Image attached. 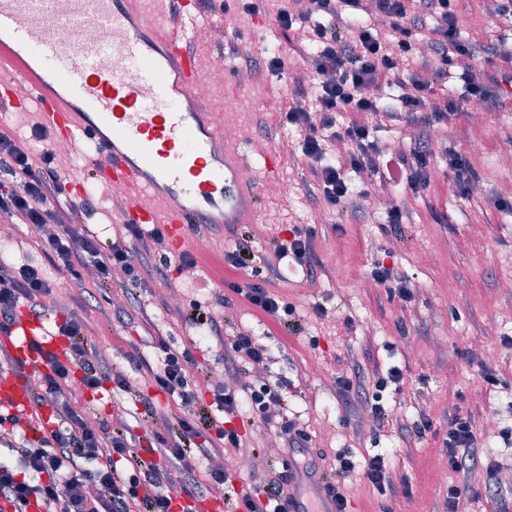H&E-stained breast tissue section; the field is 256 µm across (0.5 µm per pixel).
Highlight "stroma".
Segmentation results:
<instances>
[{"mask_svg":"<svg viewBox=\"0 0 512 512\" xmlns=\"http://www.w3.org/2000/svg\"><path fill=\"white\" fill-rule=\"evenodd\" d=\"M285 0H265L264 13L249 16L235 11V24L225 39L243 36L257 52L270 55L287 49L288 37L275 25V15ZM198 63L219 64L222 79L210 91L215 109L235 110L239 124L228 143L251 159L249 175L262 202L260 225H239V232L253 235L258 250H265L269 237L280 229L314 228L319 248L314 261L321 275L309 282L306 270L285 261L283 277L271 289L284 301L303 299L297 310L304 329L292 335L271 316L254 309L242 295L225 288V281L247 284L249 273L225 267L224 249L233 238L210 236V250L199 259L193 280L177 277L174 284L151 283L145 294V310L131 320L106 323L90 314V331L111 355L117 367L126 369L135 388L146 389L147 369L160 356L156 348L158 329L169 323L173 294L182 297V308L198 300L210 311L227 317L232 327L251 330L267 346L272 361L264 378L292 383L288 414L308 431L314 448L323 449L322 470H331L337 453L351 450L356 464L384 456L394 481H406L412 497L380 495L366 484L360 473L344 478L350 512H442L447 484L439 474L448 460L442 434L455 409L470 411L477 426L488 415L497 418V433L480 436L479 451L500 464L497 484L512 496V448L501 432L512 428V347L502 339L512 337V213L499 211L494 201L504 184H512V166L499 162L503 143L512 142V109L489 111L470 104L468 114L443 125L449 147L464 154L478 173L469 194L458 192L451 176L437 170L427 195L417 204L414 223L405 225L404 240H397L384 222L374 218H352L343 212L319 216L309 207L303 184L285 148L274 139L263 138L259 120L275 122V95L284 91L282 81L267 77L237 82L233 60H219L217 44L196 42ZM277 153L276 175L266 174L264 157ZM295 180V192L279 201L267 192L272 178ZM487 254L483 269L471 265L474 252ZM390 260L411 279L412 301L392 296L370 278L374 261ZM322 304L325 318H316L314 304ZM138 348L145 369H129L126 354ZM485 362L501 380L495 387L482 381L477 364ZM359 369L366 394H373L378 378L390 369L403 374L401 384H388L383 402L390 413L384 426L363 429L361 418L344 411L336 396L337 375ZM430 415L435 430L424 438L409 431L420 413ZM262 461L261 469L232 471L224 488L228 499H236L242 486L260 483L268 467L284 469L288 460L279 455L283 442L269 434L252 439Z\"/></svg>","mask_w":512,"mask_h":512,"instance_id":"obj_1","label":"stroma"}]
</instances>
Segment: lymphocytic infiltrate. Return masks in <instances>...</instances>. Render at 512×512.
I'll return each mask as SVG.
<instances>
[{
  "label": "lymphocytic infiltrate",
  "instance_id": "f902f5d3",
  "mask_svg": "<svg viewBox=\"0 0 512 512\" xmlns=\"http://www.w3.org/2000/svg\"><path fill=\"white\" fill-rule=\"evenodd\" d=\"M454 2L289 0L275 22L284 31H305L311 46L302 55V65L290 70L279 56L257 58L246 44L225 43V54L243 60L245 79L269 74L287 78L289 92L278 124L298 135L290 155L318 211L339 210L359 218V199L347 179L352 171L381 190L386 222L394 234H401L411 220V201L423 195L433 178L436 155L429 138L436 124L466 111L472 102L492 111L512 106V41L504 35L493 43L462 37ZM380 113L412 131L408 146L393 149L372 137L369 120ZM32 134L35 146L23 149L0 131V218L16 229H42L38 247L47 263L0 260V325L22 307L45 310L57 292L48 275L52 269L67 274L73 301L98 289L100 315L125 319L140 305V288L169 277L173 260L155 255L165 240L163 231L157 227L147 233L140 225L127 224L119 237L100 238L85 222L91 203L77 206L68 199L54 144L40 124H33ZM336 142L346 148L345 164L327 158L328 145ZM399 173L406 183L394 200L387 190ZM268 244L261 254L250 237H242L225 252L224 262L237 270L262 262L267 283L281 278L283 259L309 267L316 258L311 229H291L288 237L272 236ZM117 271L124 275L121 306L112 300ZM266 283L251 286L246 299L291 333H300L292 305L269 292ZM197 329L202 340L220 349L225 372H238L245 362L260 366L268 359L267 348L250 332L226 338L223 321L213 316H204ZM57 331L70 341L69 356L49 357L48 369L38 374L34 388L36 405L55 411V427L31 440L19 417L0 416V444L18 449L16 457L0 459V501L13 512H27L33 500L47 512H172L174 498L202 495L228 481L226 471L202 469L201 460L244 447L248 429L258 424L275 428L285 449L302 455L300 469H317L318 452L288 416L286 383H266L241 393L217 384L211 405H202L198 388L213 369L199 362L189 347L164 348L160 365L150 373L156 393L176 410L155 418L148 439L136 437L123 422L91 420L89 407L70 391L72 379L80 378L90 393L110 388L126 393L127 378L88 336L76 311L65 314ZM477 443L471 413L455 410L444 440L449 470L469 474L482 468L487 478H494L498 464L482 462ZM143 445L149 451L145 457L138 452ZM297 470L272 472L251 487L241 497L242 512H291L288 485Z\"/></svg>",
  "mask_w": 512,
  "mask_h": 512
}]
</instances>
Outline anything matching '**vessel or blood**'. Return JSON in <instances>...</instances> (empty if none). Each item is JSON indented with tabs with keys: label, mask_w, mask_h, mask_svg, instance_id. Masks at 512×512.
<instances>
[{
	"label": "vessel or blood",
	"mask_w": 512,
	"mask_h": 512,
	"mask_svg": "<svg viewBox=\"0 0 512 512\" xmlns=\"http://www.w3.org/2000/svg\"><path fill=\"white\" fill-rule=\"evenodd\" d=\"M176 2V20L146 30L140 0H0V111L36 107L52 140L91 149L97 178L124 187L125 221L163 225L180 251L213 226L257 223L259 193L198 90L189 49L197 0ZM64 21L77 24L78 39ZM102 26L112 31L106 44ZM15 76L27 99L13 97ZM51 325L49 312L23 307L0 331V351L25 368L0 366V405L10 413L33 410L26 375L44 371L47 355H67L68 339Z\"/></svg>",
	"instance_id": "obj_1"
}]
</instances>
